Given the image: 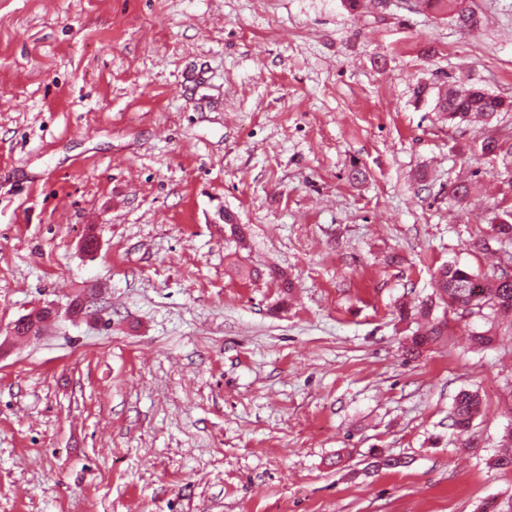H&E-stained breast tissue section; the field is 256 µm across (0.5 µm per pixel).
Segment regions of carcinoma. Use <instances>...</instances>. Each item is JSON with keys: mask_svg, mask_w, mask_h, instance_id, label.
I'll list each match as a JSON object with an SVG mask.
<instances>
[{"mask_svg": "<svg viewBox=\"0 0 512 512\" xmlns=\"http://www.w3.org/2000/svg\"><path fill=\"white\" fill-rule=\"evenodd\" d=\"M419 3L431 13L450 17L464 27H471L477 21L473 9L466 12L458 10L459 0H419ZM511 109L512 102H507L480 86L462 87L449 80L444 81L438 88L434 106V110L445 114L452 123L464 122L473 115L491 120L499 113ZM481 152L485 156L502 158L503 183L512 193V142L487 136L482 140ZM490 225L493 230L492 239L501 244L512 245V209L505 208L494 213ZM474 278L476 275L457 265L439 268L435 276L438 298L454 310L467 311L487 320L489 327L473 330L471 340L479 347H489L498 336L495 320L508 319L509 330L512 331V275L503 271L483 279L478 297L471 292L470 283ZM441 334V327L434 324L416 331L406 353L413 354L419 347L437 339ZM480 408L481 399L478 393L465 389L460 391L455 397L450 414L451 426L459 429L461 435L467 433Z\"/></svg>", "mask_w": 512, "mask_h": 512, "instance_id": "obj_1", "label": "carcinoma"}]
</instances>
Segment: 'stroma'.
<instances>
[{
	"instance_id": "obj_1",
	"label": "stroma",
	"mask_w": 512,
	"mask_h": 512,
	"mask_svg": "<svg viewBox=\"0 0 512 512\" xmlns=\"http://www.w3.org/2000/svg\"><path fill=\"white\" fill-rule=\"evenodd\" d=\"M471 6L0 0V328L58 310L0 356V512H512V335L438 305L405 352L439 266L512 267L480 152L512 112L433 110L449 76L512 101V0ZM460 0H419L423 8L431 13L442 16L451 17L463 27H471L477 21V17L471 6L467 9L468 12H461L458 10ZM481 408V399L477 392L470 390H461L455 397L452 412L450 414L451 426L459 430V434L465 435L479 414ZM459 427V428H457Z\"/></svg>"
}]
</instances>
